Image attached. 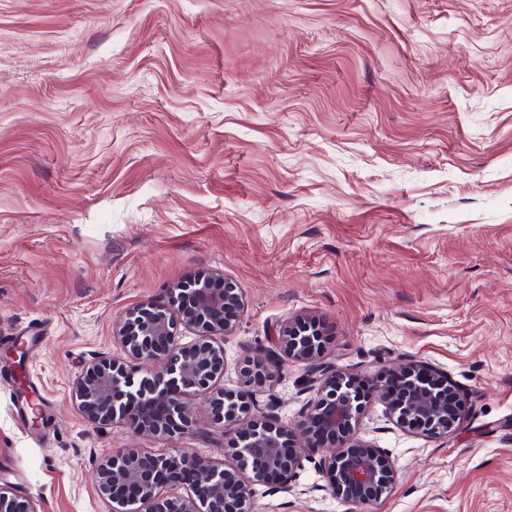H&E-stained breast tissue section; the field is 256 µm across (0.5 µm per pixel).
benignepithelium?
Masks as SVG:
<instances>
[{"label": "benign epithelium", "mask_w": 512, "mask_h": 512, "mask_svg": "<svg viewBox=\"0 0 512 512\" xmlns=\"http://www.w3.org/2000/svg\"><path fill=\"white\" fill-rule=\"evenodd\" d=\"M196 287L181 300L167 304L144 302L115 325L114 340L122 355L93 358L72 383L77 409L94 425L129 424L153 436L194 431L184 396L208 390L224 376V346L218 340L230 334L244 310L242 295L224 275L203 270ZM193 329L199 339L181 342L179 328ZM309 320L298 319L275 331L274 348L256 353L244 368L243 385L233 392L211 395L214 424L224 434L243 414L249 422L224 451L239 459L232 467L210 457L173 454L156 448H130L120 456L101 459L96 468L97 488L112 504V512H255L251 481L271 480L289 489L304 463L314 464L336 497L369 505L377 502L398 480V470L386 451L349 443L359 409L346 384L347 375L320 361L322 345ZM288 361L304 367L305 390L315 393L301 413L296 429L312 437L314 428L337 440L322 452L315 447L289 444L292 430L266 423L256 389L266 382L263 367ZM158 363L147 387L134 388V368ZM410 389L398 397L378 384V392L404 429L431 438H446L461 421L467 394L456 383L431 368L409 363L403 370ZM258 468L247 476L246 463ZM170 476L181 477L191 493L166 498L162 489ZM0 512H38L29 498L0 483Z\"/></svg>", "instance_id": "benign-epithelium-1"}]
</instances>
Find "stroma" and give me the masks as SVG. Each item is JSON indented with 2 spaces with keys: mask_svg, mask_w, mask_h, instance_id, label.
<instances>
[{
  "mask_svg": "<svg viewBox=\"0 0 512 512\" xmlns=\"http://www.w3.org/2000/svg\"><path fill=\"white\" fill-rule=\"evenodd\" d=\"M202 269L246 302L225 389L306 316L355 380L418 360L468 395L445 439L370 395L354 441L401 474L382 500L308 463L292 492L253 483L257 512H512V0H0V350L49 327L0 361V480L40 512H112L102 454L235 465L208 392L168 441L71 401L113 325ZM269 375L259 403L291 426L303 369Z\"/></svg>",
  "mask_w": 512,
  "mask_h": 512,
  "instance_id": "obj_1",
  "label": "stroma"
}]
</instances>
